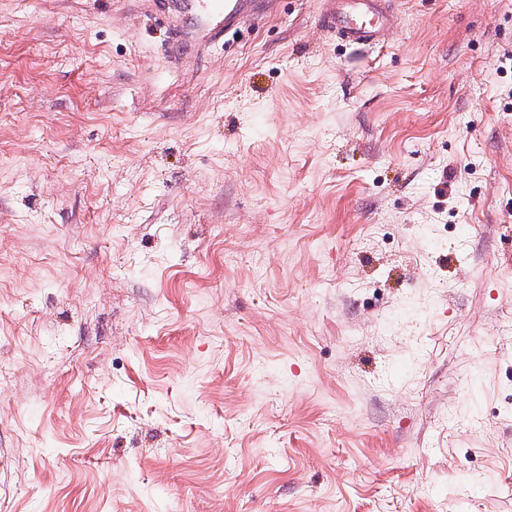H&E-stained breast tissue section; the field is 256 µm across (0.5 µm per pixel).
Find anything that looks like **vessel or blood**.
I'll return each instance as SVG.
<instances>
[{"mask_svg":"<svg viewBox=\"0 0 512 512\" xmlns=\"http://www.w3.org/2000/svg\"><path fill=\"white\" fill-rule=\"evenodd\" d=\"M140 7L163 14L178 36L180 48L171 57L174 68L191 71L211 46L221 43L228 30L248 18L245 0H138ZM318 16L324 35L349 44L384 46L397 12L382 0H321Z\"/></svg>","mask_w":512,"mask_h":512,"instance_id":"1","label":"vessel or blood"}]
</instances>
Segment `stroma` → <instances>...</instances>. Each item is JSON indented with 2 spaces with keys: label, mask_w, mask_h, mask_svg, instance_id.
Listing matches in <instances>:
<instances>
[{
  "label": "stroma",
  "mask_w": 512,
  "mask_h": 512,
  "mask_svg": "<svg viewBox=\"0 0 512 512\" xmlns=\"http://www.w3.org/2000/svg\"><path fill=\"white\" fill-rule=\"evenodd\" d=\"M392 2L0 0V512H512V0ZM139 0L137 8L163 14L168 28L179 37L180 48L171 56V64L182 71H193L211 46L224 43V33L248 20L247 0ZM142 9V8H141ZM191 15L195 23L185 29L183 18ZM321 4V31L349 44L383 47L387 30L398 20L387 0H322Z\"/></svg>",
  "instance_id": "obj_1"
}]
</instances>
